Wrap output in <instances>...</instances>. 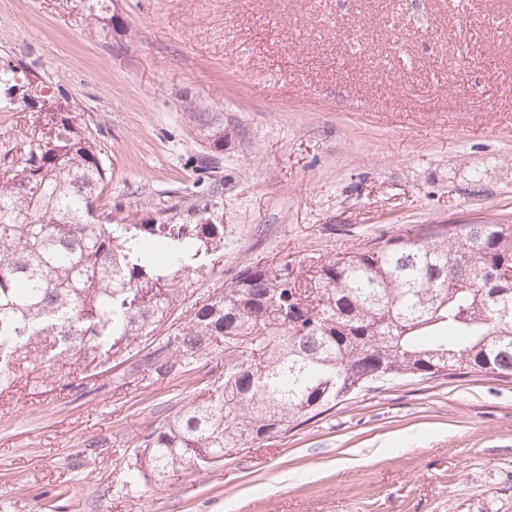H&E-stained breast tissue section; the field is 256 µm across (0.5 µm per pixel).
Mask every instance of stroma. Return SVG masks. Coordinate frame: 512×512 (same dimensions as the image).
Here are the masks:
<instances>
[{"label": "stroma", "instance_id": "1", "mask_svg": "<svg viewBox=\"0 0 512 512\" xmlns=\"http://www.w3.org/2000/svg\"><path fill=\"white\" fill-rule=\"evenodd\" d=\"M5 58L77 103L102 210L194 224L204 205L223 225L167 330L261 259L512 224V0H112L99 22L73 0H0ZM223 371L22 390L0 405V512H512V379L481 373L375 383L217 467L130 487L133 438Z\"/></svg>", "mask_w": 512, "mask_h": 512}]
</instances>
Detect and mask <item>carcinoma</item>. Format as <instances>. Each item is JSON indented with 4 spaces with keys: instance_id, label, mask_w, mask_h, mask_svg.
<instances>
[{
    "instance_id": "obj_1",
    "label": "carcinoma",
    "mask_w": 512,
    "mask_h": 512,
    "mask_svg": "<svg viewBox=\"0 0 512 512\" xmlns=\"http://www.w3.org/2000/svg\"><path fill=\"white\" fill-rule=\"evenodd\" d=\"M85 16L112 0H77ZM37 114L0 173V397L33 382L77 398L90 380L187 373L224 354L209 395L132 441L128 483L221 464L374 382L512 379V224H448L364 252L258 262L164 341L184 276L224 248L222 224H118L98 211L108 168L76 107L12 62L0 109Z\"/></svg>"
}]
</instances>
